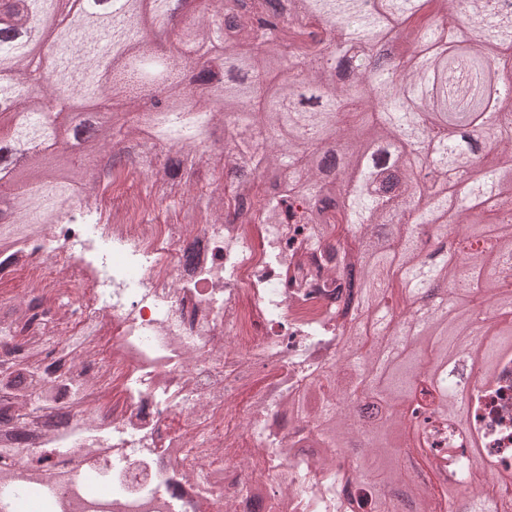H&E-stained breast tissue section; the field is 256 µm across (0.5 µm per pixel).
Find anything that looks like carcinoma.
<instances>
[{"label":"carcinoma","mask_w":512,"mask_h":512,"mask_svg":"<svg viewBox=\"0 0 512 512\" xmlns=\"http://www.w3.org/2000/svg\"><path fill=\"white\" fill-rule=\"evenodd\" d=\"M512 0H294V25L265 11L267 0H204L200 14L175 32L161 52L148 32L167 20L166 0H144V9L121 10L105 25L77 33L58 20L62 0H0V32L24 33L37 20L51 38L57 90L32 75L35 46L0 41V146L36 143L40 152L14 172L0 166V251L64 220L95 224L99 201L111 181L133 165L146 173L148 194L189 200L201 170L212 182H232L206 194L202 207L181 209L185 224H224L249 213L270 224H311L317 242L342 230L340 274L357 322L338 336L336 362L321 368L311 387L289 391L297 417L313 423L318 443L337 448L345 436L366 437L363 462L371 497L356 508L385 512L407 483L398 439L411 432L428 454L443 453L451 471L473 487L458 512H491L485 473L471 470L435 441L431 420L450 424L468 438L471 454H483L484 434L473 423L459 428L448 402H429L420 386L424 365L438 368L469 345L473 302L493 316L476 350L489 375L463 403L465 416L499 386L501 366L512 364V295L494 288L490 275L512 274V97L499 116L483 115L486 83L512 85L499 46L489 40ZM400 23L394 56L377 55ZM363 41L343 83L312 63L339 61L344 44ZM168 99L162 110L144 102ZM109 111L81 159L60 162L59 143L74 132L76 111ZM224 125V144L214 147V128ZM245 129L244 138L234 131ZM462 138L484 151L485 162ZM163 152L154 163L112 153L111 170L96 179L90 166L116 136ZM470 196L453 195L444 176L474 163ZM466 225L475 239L497 240L463 265L446 256L438 264L419 257L427 240L448 237V226ZM441 283L444 309L431 316L394 317L395 295L429 297ZM0 392V430L26 442L30 433L15 414L25 396L28 365L16 360Z\"/></svg>","instance_id":"carcinoma-1"}]
</instances>
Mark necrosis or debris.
Masks as SVG:
<instances>
[{
    "label": "necrosis or debris",
    "instance_id": "4bbe7bcc",
    "mask_svg": "<svg viewBox=\"0 0 512 512\" xmlns=\"http://www.w3.org/2000/svg\"><path fill=\"white\" fill-rule=\"evenodd\" d=\"M132 180L113 181L102 223L52 224L0 253V319H43L21 342L0 336V361L44 352L31 398L49 411L29 443H0V512H254L256 476L264 512L284 491L294 512H336L306 429L294 460L265 445L288 415L282 388L335 352L306 339L316 323L336 334L335 263L308 225L179 224ZM272 240L288 273L269 261ZM65 410L67 425L53 424ZM477 424L486 454L512 467V372Z\"/></svg>",
    "mask_w": 512,
    "mask_h": 512
}]
</instances>
